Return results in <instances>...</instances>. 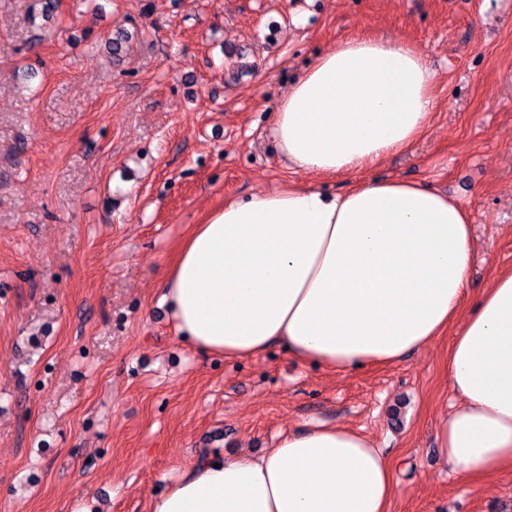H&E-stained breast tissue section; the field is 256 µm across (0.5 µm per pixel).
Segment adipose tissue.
<instances>
[{
	"mask_svg": "<svg viewBox=\"0 0 512 512\" xmlns=\"http://www.w3.org/2000/svg\"><path fill=\"white\" fill-rule=\"evenodd\" d=\"M435 80L405 40H344L283 93L274 141L294 170L362 172L422 135ZM473 247L467 209L413 183L289 186L192 225L161 302L200 354L247 359L278 346L332 371L392 365L462 320L448 351L456 406L434 439L455 474L483 485L512 475V269L461 317ZM397 487L370 438L322 424L260 455L200 457L149 512H389Z\"/></svg>",
	"mask_w": 512,
	"mask_h": 512,
	"instance_id": "1",
	"label": "adipose tissue"
}]
</instances>
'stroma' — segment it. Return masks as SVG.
Wrapping results in <instances>:
<instances>
[{
    "instance_id": "obj_1",
    "label": "stroma",
    "mask_w": 512,
    "mask_h": 512,
    "mask_svg": "<svg viewBox=\"0 0 512 512\" xmlns=\"http://www.w3.org/2000/svg\"><path fill=\"white\" fill-rule=\"evenodd\" d=\"M0 0V512H148L201 454H262L320 422L396 469L390 512H512V475L461 481L434 430L452 334L335 373L176 336L161 287L225 201L397 179L472 217L467 298L512 267V0ZM126 39L120 55L109 41ZM400 37L437 75L426 131L363 172L289 168L288 85L351 36Z\"/></svg>"
}]
</instances>
